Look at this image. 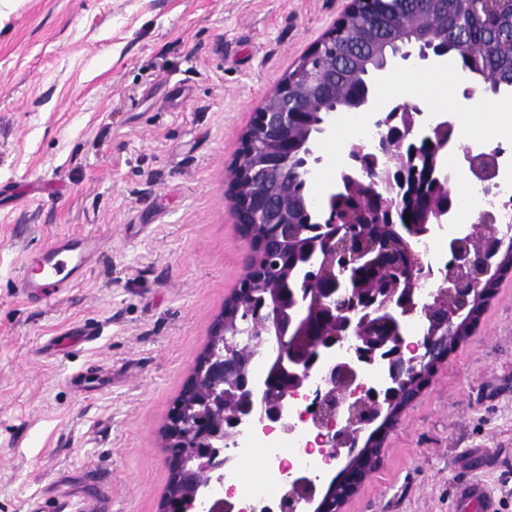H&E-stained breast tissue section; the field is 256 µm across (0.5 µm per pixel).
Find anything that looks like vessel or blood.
Instances as JSON below:
<instances>
[{
	"label": "vessel or blood",
	"instance_id": "obj_1",
	"mask_svg": "<svg viewBox=\"0 0 512 512\" xmlns=\"http://www.w3.org/2000/svg\"><path fill=\"white\" fill-rule=\"evenodd\" d=\"M100 249L91 236H65L27 259L19 287L26 298L46 300L62 288L71 286L92 262ZM456 499L480 504L482 512H496V502L481 482L472 480L458 485Z\"/></svg>",
	"mask_w": 512,
	"mask_h": 512
}]
</instances>
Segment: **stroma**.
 Returning a JSON list of instances; mask_svg holds the SVG:
<instances>
[{
  "instance_id": "35a3bbf8",
  "label": "stroma",
  "mask_w": 512,
  "mask_h": 512,
  "mask_svg": "<svg viewBox=\"0 0 512 512\" xmlns=\"http://www.w3.org/2000/svg\"><path fill=\"white\" fill-rule=\"evenodd\" d=\"M344 7L0 0V512H161V430L246 274L240 137ZM85 233L97 261L25 300L27 257ZM472 479L512 512V272L342 512H478L454 499Z\"/></svg>"
}]
</instances>
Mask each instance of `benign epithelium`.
<instances>
[{
  "instance_id": "7a95c632",
  "label": "benign epithelium",
  "mask_w": 512,
  "mask_h": 512,
  "mask_svg": "<svg viewBox=\"0 0 512 512\" xmlns=\"http://www.w3.org/2000/svg\"><path fill=\"white\" fill-rule=\"evenodd\" d=\"M363 0H348L343 15L315 43L288 75L281 78L253 113L249 128L242 134L240 148L232 166L230 197L237 226L249 245L246 278L258 279L263 269L260 254L265 242L254 237L251 221L245 212L261 216V224L287 223L284 203L275 204L267 189L273 174L285 175L289 168L278 153L267 150L262 166L252 174L240 171L244 153L263 141L282 144L292 136L297 116L309 107L310 98L294 91V82L311 81L318 86L321 97L318 106L324 108L336 103V66L324 64L321 59L328 51H336V37L342 35L345 25L358 14ZM442 36L430 33L419 41L417 55L448 57L439 46ZM390 111L408 136L430 144L427 155L413 157L412 193H423L432 178V161L445 150L456 145L454 137L434 140L432 131L439 127L451 131L449 120H432L418 106L398 104ZM393 137L382 135L372 146L375 165L370 170L372 186L376 187L377 216L401 209L405 201L387 190L392 185L388 173L404 161L403 153L395 148ZM464 158L480 180L489 182L497 173L498 155L492 151L464 149ZM453 220L451 208L429 206L421 218L425 233L432 226L449 224ZM472 231L466 224L458 227L456 237L449 243L447 271L441 273L442 286L432 301L419 305L409 285L422 278L434 276L431 268L414 266L406 255L395 254L385 248L367 252L358 241L349 237H334L325 247L327 257L341 254L342 272L336 268L320 275V287L301 292L289 301L288 311L276 316L267 315L263 302H253L249 314L263 324L258 336H248L241 342H224V320H219L213 336L220 348L206 351L198 360L194 372L185 381L179 398L173 405L162 439L166 463L173 486L182 490L185 500L178 504L179 512H188V500L195 497L198 484L208 475L224 466L218 459L219 450L204 444L214 430L212 420L220 426L233 429L254 419L263 430L271 432L284 425L288 416V399L299 395L322 353L342 349L344 353L324 375L322 384L313 396H305L309 404L306 416L312 418L319 430L318 439L325 460L345 457V465L332 477L326 487L320 488L316 479L300 474L286 487L279 504L280 512H337L336 503H345L361 489L366 479L379 467L380 448L384 436L399 421L403 410L384 412L381 403L383 391L368 388L362 383L364 366L373 361L383 364L392 384L404 387L405 406H410L425 386L426 376L434 367L448 359L451 343L462 340L465 327L477 322L492 295L490 285L512 269V244H505L506 236L496 231L484 236L481 243L470 245ZM372 266L387 272L392 287L377 308L365 306L373 293L361 288L348 289L345 276L350 268ZM421 309L427 329L419 337H410L406 322ZM270 347L276 356L273 370L283 375L279 389L265 392L254 381L242 359V351L257 353ZM381 424L373 430L364 444L360 434L376 419Z\"/></svg>"
}]
</instances>
